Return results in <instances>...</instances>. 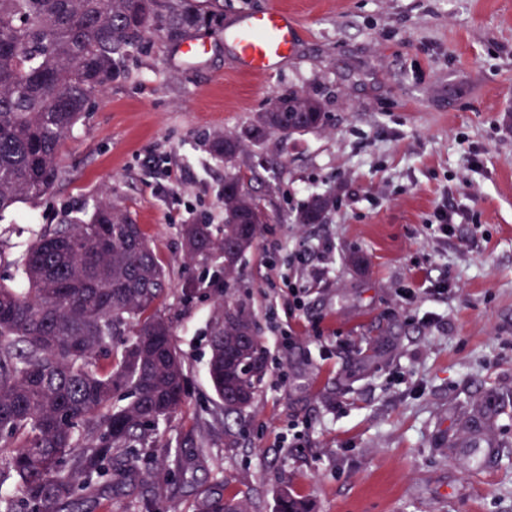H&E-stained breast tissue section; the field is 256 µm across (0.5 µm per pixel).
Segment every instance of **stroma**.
<instances>
[{
	"instance_id": "1",
	"label": "stroma",
	"mask_w": 512,
	"mask_h": 512,
	"mask_svg": "<svg viewBox=\"0 0 512 512\" xmlns=\"http://www.w3.org/2000/svg\"><path fill=\"white\" fill-rule=\"evenodd\" d=\"M268 7L299 26L277 72L241 74L221 42L187 65L155 40L91 99L64 142V179L0 213V281L107 188L171 276L158 307L186 361L184 402L140 459L166 499L139 479L99 483L83 510L192 512L222 486L250 512H275L282 488L313 512H512V0H224V22ZM291 91L320 102L322 127L246 142L231 164L209 152ZM254 170L267 219L240 297L268 373L228 448L206 375L224 274L187 263L179 230L222 229L225 180ZM326 192L336 206L322 222L297 223ZM447 203L470 220L440 238ZM188 279L200 283L189 300ZM481 407L495 447L483 469L454 448Z\"/></svg>"
}]
</instances>
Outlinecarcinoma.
I'll return each instance as SVG.
<instances>
[{
  "mask_svg": "<svg viewBox=\"0 0 512 512\" xmlns=\"http://www.w3.org/2000/svg\"><path fill=\"white\" fill-rule=\"evenodd\" d=\"M219 0H0V211L36 201L61 181V147L87 102L124 74L152 34L166 45L211 29ZM247 137L319 128V102L294 91L275 98ZM210 152L233 162L242 138L216 135ZM333 206L315 195L301 224ZM260 200L224 185V233L185 224V257H224V298L209 336V380L224 420L250 409L267 351L238 304L239 263L260 236ZM21 285L0 282V478L18 484L29 512H62L112 474L141 475L139 452L161 448L160 426L181 407L185 366L170 320L155 310L169 276L140 225L106 193L87 220L59 224L15 261ZM194 512H248L219 489ZM276 512H309L282 490Z\"/></svg>",
  "mask_w": 512,
  "mask_h": 512,
  "instance_id": "carcinoma-1",
  "label": "carcinoma"
}]
</instances>
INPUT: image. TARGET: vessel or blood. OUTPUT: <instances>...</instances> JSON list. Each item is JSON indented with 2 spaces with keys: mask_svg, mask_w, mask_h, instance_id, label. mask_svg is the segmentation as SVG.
I'll list each match as a JSON object with an SVG mask.
<instances>
[{
  "mask_svg": "<svg viewBox=\"0 0 512 512\" xmlns=\"http://www.w3.org/2000/svg\"><path fill=\"white\" fill-rule=\"evenodd\" d=\"M219 37L232 46L240 69L250 74L275 72L296 50L295 22L279 8L245 14L224 28ZM213 39L204 31L186 40L178 49L181 61L202 63L211 51Z\"/></svg>",
  "mask_w": 512,
  "mask_h": 512,
  "instance_id": "obj_1",
  "label": "vessel or blood"
}]
</instances>
